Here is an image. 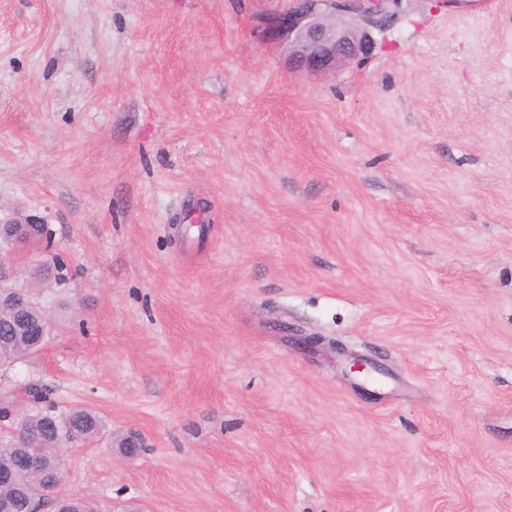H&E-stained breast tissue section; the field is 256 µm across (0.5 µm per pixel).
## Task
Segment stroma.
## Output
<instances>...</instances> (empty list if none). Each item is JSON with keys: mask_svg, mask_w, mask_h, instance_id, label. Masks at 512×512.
Returning a JSON list of instances; mask_svg holds the SVG:
<instances>
[{"mask_svg": "<svg viewBox=\"0 0 512 512\" xmlns=\"http://www.w3.org/2000/svg\"><path fill=\"white\" fill-rule=\"evenodd\" d=\"M292 4L0 0V216L51 238L0 440L98 412V512H512V0H391L318 73Z\"/></svg>", "mask_w": 512, "mask_h": 512, "instance_id": "obj_1", "label": "stroma"}]
</instances>
